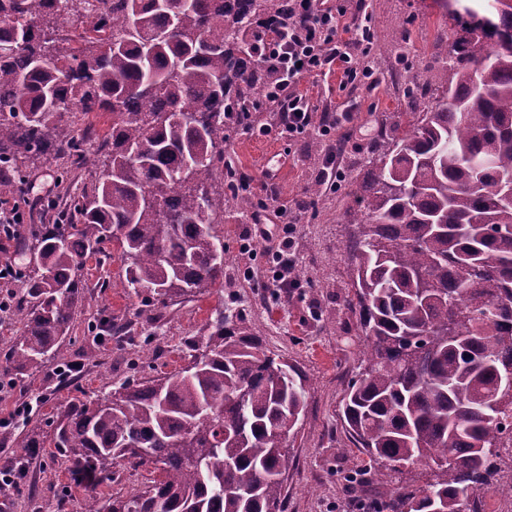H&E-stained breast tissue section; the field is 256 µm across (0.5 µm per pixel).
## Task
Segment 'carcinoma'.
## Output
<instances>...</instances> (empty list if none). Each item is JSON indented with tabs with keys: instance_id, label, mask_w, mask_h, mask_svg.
Segmentation results:
<instances>
[{
	"instance_id": "1",
	"label": "carcinoma",
	"mask_w": 512,
	"mask_h": 512,
	"mask_svg": "<svg viewBox=\"0 0 512 512\" xmlns=\"http://www.w3.org/2000/svg\"><path fill=\"white\" fill-rule=\"evenodd\" d=\"M77 2L0 0V193L36 158L78 155L66 113H112L91 189L32 234L24 331L7 356L21 375L63 358L87 248L117 242L128 287L149 304L224 278L216 226L229 204L254 207L224 181L229 117L265 101L254 21L280 38L288 29V0H117L110 28ZM491 7L492 18L458 20L439 83L409 79L422 109L386 130L347 192L348 306L364 340L341 426L375 464L437 467L422 489L370 470L380 512H469L512 431V400L496 405L512 371V207L501 201L512 49L495 50L512 37V5ZM205 331L184 342L186 367L64 413L55 447L94 484L117 464L160 470L126 497L89 498L86 512H285L287 444L275 434L305 412L307 376L222 308Z\"/></svg>"
}]
</instances>
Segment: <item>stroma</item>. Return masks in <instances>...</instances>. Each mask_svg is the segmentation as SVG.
<instances>
[{
    "instance_id": "1",
    "label": "stroma",
    "mask_w": 512,
    "mask_h": 512,
    "mask_svg": "<svg viewBox=\"0 0 512 512\" xmlns=\"http://www.w3.org/2000/svg\"><path fill=\"white\" fill-rule=\"evenodd\" d=\"M376 20L379 45L378 82L373 90L341 88L340 75L330 72L305 79L316 112L350 109L351 135L345 142L342 168L346 178L367 174L365 160L386 128L411 102L403 93L412 69L437 71L446 49L436 48L439 36L457 30L458 24L441 0H350ZM278 121L274 112L255 115L252 130L236 129L224 144V160L239 175L248 177L247 191L254 202L277 198L299 215L296 224L267 225L259 235L249 216L236 208L224 212V282L204 294L178 298L157 308L150 339L127 335L100 338L98 326L108 317L129 320L142 307V299L127 286L120 248L106 242L87 252L79 275L83 281L76 314L64 342L66 361L82 364L68 379L56 377L52 367L18 375L6 354L24 328L26 282L21 277L0 280V382L13 386L10 397L0 400V418L19 401L33 402L27 420L0 430V468L22 456L23 440L40 441L28 453L26 475L10 487L0 505L6 512H83L90 494L124 496L147 484L151 467L118 466L113 482L97 487L77 483L66 458L53 445L55 427L74 403L92 402L110 385L129 376L149 378L171 373L189 362L182 347L186 338L200 337L215 309L229 306L260 336L264 347L288 356L309 379L307 408L290 440L283 496L286 512H358L359 501H376L377 490L352 484L346 472L364 469L368 458L353 447L338 419L343 391L357 371L358 348L363 339L356 317L349 311L350 269L343 244L351 230L343 214L349 204L344 186L321 187L317 174L331 140L318 129L289 140L263 134L262 125ZM55 182L52 197L41 200L29 190L33 181ZM91 184L85 165L61 158L36 164L18 190L0 196V206L25 211L21 238H29L42 224L52 223L71 195ZM289 236L294 259L303 271L295 287L281 288L272 279L267 249L270 240Z\"/></svg>"
}]
</instances>
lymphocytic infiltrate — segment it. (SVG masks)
<instances>
[{
  "label": "lymphocytic infiltrate",
  "instance_id": "obj_1",
  "mask_svg": "<svg viewBox=\"0 0 512 512\" xmlns=\"http://www.w3.org/2000/svg\"><path fill=\"white\" fill-rule=\"evenodd\" d=\"M361 24V18L348 15L338 0H288V25L297 29V37L261 35L258 52L267 71L268 92L283 104L281 134L300 135L314 124L325 135L344 130L350 112H328L321 123H314L310 103L298 86L335 67L343 85L372 89L375 71L360 39Z\"/></svg>",
  "mask_w": 512,
  "mask_h": 512
}]
</instances>
